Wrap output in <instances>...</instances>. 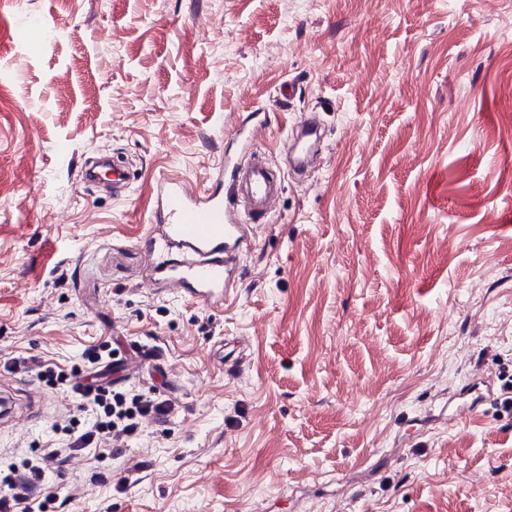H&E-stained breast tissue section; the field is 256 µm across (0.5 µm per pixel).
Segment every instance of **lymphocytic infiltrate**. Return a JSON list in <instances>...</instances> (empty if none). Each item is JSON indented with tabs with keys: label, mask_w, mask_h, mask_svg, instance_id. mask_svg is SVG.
Segmentation results:
<instances>
[{
	"label": "lymphocytic infiltrate",
	"mask_w": 512,
	"mask_h": 512,
	"mask_svg": "<svg viewBox=\"0 0 512 512\" xmlns=\"http://www.w3.org/2000/svg\"><path fill=\"white\" fill-rule=\"evenodd\" d=\"M65 388L81 412H91L92 420L70 439L66 452L50 450L41 461L24 467H9L0 477V512H51L58 500L46 472L64 461L65 454H76L104 443L120 453L121 442L137 434L142 420L169 412L167 401L139 393L113 390L101 374L66 378Z\"/></svg>",
	"instance_id": "obj_1"
}]
</instances>
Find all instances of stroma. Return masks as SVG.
Here are the masks:
<instances>
[{"instance_id": "1", "label": "stroma", "mask_w": 512, "mask_h": 512, "mask_svg": "<svg viewBox=\"0 0 512 512\" xmlns=\"http://www.w3.org/2000/svg\"><path fill=\"white\" fill-rule=\"evenodd\" d=\"M258 107L282 169L318 116L317 168L223 310L147 288L154 175L205 185ZM99 155L128 196L81 182ZM116 339L171 411L49 471L62 512H512V410L447 393L512 371V0H0V461L66 446L44 370ZM109 168L112 176V192L116 193V189H122L129 192L132 187V178L130 168L123 162H113L112 167L104 162L85 163L80 169V177L82 181L88 185H97L101 178V169ZM154 351L148 349H140L133 357H124L119 360H112L113 368H120L121 372L126 370L130 373L142 371L144 369L150 370L154 366Z\"/></svg>"}]
</instances>
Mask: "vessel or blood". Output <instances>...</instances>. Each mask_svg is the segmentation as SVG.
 Masks as SVG:
<instances>
[{"mask_svg":"<svg viewBox=\"0 0 512 512\" xmlns=\"http://www.w3.org/2000/svg\"><path fill=\"white\" fill-rule=\"evenodd\" d=\"M264 123V115L255 111L236 128L240 155L222 158L215 180L206 187L171 173L156 178L148 229L140 239L150 261V286L170 288L223 310L251 245L250 229L266 220L282 191L280 174L251 147ZM302 127V135L290 136V145L304 155L317 152L316 117L305 119Z\"/></svg>","mask_w":512,"mask_h":512,"instance_id":"obj_1","label":"vessel or blood"}]
</instances>
